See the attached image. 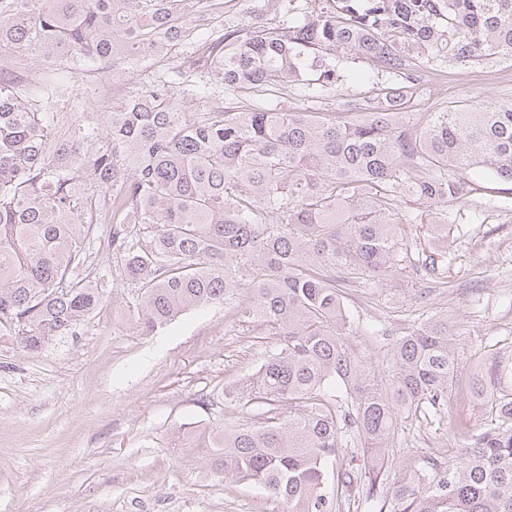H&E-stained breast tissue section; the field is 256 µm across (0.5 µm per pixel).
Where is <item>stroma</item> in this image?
I'll use <instances>...</instances> for the list:
<instances>
[{
  "instance_id": "obj_1",
  "label": "stroma",
  "mask_w": 512,
  "mask_h": 512,
  "mask_svg": "<svg viewBox=\"0 0 512 512\" xmlns=\"http://www.w3.org/2000/svg\"><path fill=\"white\" fill-rule=\"evenodd\" d=\"M359 80L321 96L302 85L280 91L288 111L346 112L376 102L391 75L344 57ZM146 68L80 74L70 89L84 109L108 112L125 91L148 81ZM512 101V62L427 71L405 109L412 121L452 103ZM480 190L452 211L441 276H384L341 284L352 320L348 344L384 371L390 338L441 314L460 337L462 375L512 361V183L474 172ZM112 227L98 225L90 272L107 290L99 310L40 354L0 333V512H286L261 486L212 469L200 438L260 420L224 399V388L254 373L280 346L278 336L239 321L234 304L187 311L141 335L132 291L112 258ZM417 455L457 458L471 441L447 425L416 422L400 441Z\"/></svg>"
}]
</instances>
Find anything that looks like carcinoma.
Here are the masks:
<instances>
[{"label": "carcinoma", "instance_id": "1", "mask_svg": "<svg viewBox=\"0 0 512 512\" xmlns=\"http://www.w3.org/2000/svg\"><path fill=\"white\" fill-rule=\"evenodd\" d=\"M274 29L224 25L214 0H0V53L32 71L137 69L193 45L188 69L133 88L105 118L78 112L55 77L0 74V326L28 354L72 332L106 284L84 276L87 242L112 225V258L135 288L149 335L186 311L246 290L238 313L280 348L224 400L267 405L264 421L209 438L213 469L279 498L287 512H335L325 490L339 448L340 494L390 512H512V391L473 372L494 421L479 433L451 410L459 339L438 316L396 336L387 373L353 355L336 284L386 273L439 275L448 205H464L479 168L512 181V104H453L412 122L399 111L422 73L512 61V0H274ZM349 51L400 78L371 112H289L262 96L316 69L327 89ZM253 93L225 102L214 86ZM197 100L196 112L181 103ZM427 224L437 250L411 257L402 225ZM336 394H331V389ZM447 421L473 446L460 462L394 464L406 420Z\"/></svg>", "mask_w": 512, "mask_h": 512}]
</instances>
